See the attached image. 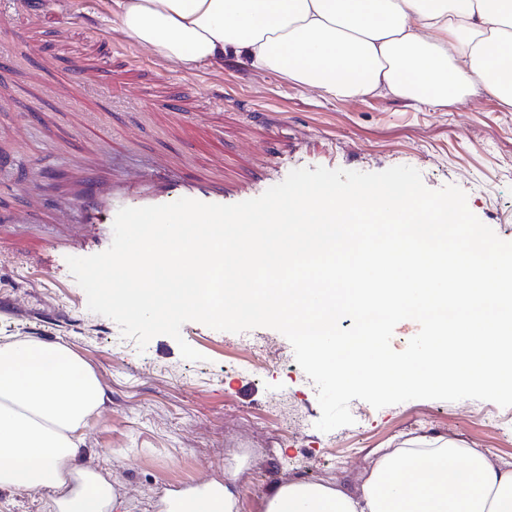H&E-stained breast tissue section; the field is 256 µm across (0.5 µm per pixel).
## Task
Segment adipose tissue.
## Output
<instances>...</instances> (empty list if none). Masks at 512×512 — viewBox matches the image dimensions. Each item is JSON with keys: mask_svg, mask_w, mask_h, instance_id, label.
<instances>
[{"mask_svg": "<svg viewBox=\"0 0 512 512\" xmlns=\"http://www.w3.org/2000/svg\"><path fill=\"white\" fill-rule=\"evenodd\" d=\"M124 33L187 66L227 55L326 98L389 92L431 107L482 87L512 107V0H110ZM103 402L66 344L0 345V489L49 491L48 512H117L80 464ZM355 491L274 486L264 512H512V462L438 436L379 448ZM170 512H239L234 473L168 501Z\"/></svg>", "mask_w": 512, "mask_h": 512, "instance_id": "ef3b65f1", "label": "adipose tissue"}]
</instances>
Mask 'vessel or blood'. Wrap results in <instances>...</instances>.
<instances>
[{"instance_id":"b4317fda","label":"vessel or blood","mask_w":512,"mask_h":512,"mask_svg":"<svg viewBox=\"0 0 512 512\" xmlns=\"http://www.w3.org/2000/svg\"><path fill=\"white\" fill-rule=\"evenodd\" d=\"M130 192L139 195L143 206L168 204L183 197L204 203L224 201V189L220 185L165 180L157 173L141 169L121 176L116 191L109 193L101 189L93 197L71 201V208L79 211L82 224L88 228L87 240L95 241L106 234L118 210L127 206L126 195Z\"/></svg>"}]
</instances>
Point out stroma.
<instances>
[{"label": "stroma", "mask_w": 512, "mask_h": 512, "mask_svg": "<svg viewBox=\"0 0 512 512\" xmlns=\"http://www.w3.org/2000/svg\"><path fill=\"white\" fill-rule=\"evenodd\" d=\"M181 103L182 113L172 112ZM155 165L224 183V201L262 195L298 168H416L453 184L512 242V108L484 90L428 107L386 93L326 99L232 56L191 67L128 37L109 0H0V343L62 342L104 395L80 457L101 468L119 512H164L167 493L238 472L240 512H264L288 481L356 485L369 452L441 435L512 461V422L481 400H352L354 424L323 433L317 389L278 331L232 333L189 321L146 348L92 313L66 259L96 254L62 223L53 176L84 164ZM53 242L43 250L42 241ZM265 337L259 374L236 371ZM202 353L182 358L179 341Z\"/></svg>", "instance_id": "stroma-1"}]
</instances>
